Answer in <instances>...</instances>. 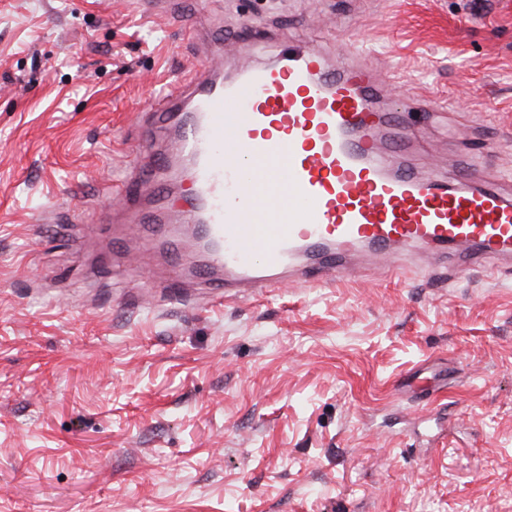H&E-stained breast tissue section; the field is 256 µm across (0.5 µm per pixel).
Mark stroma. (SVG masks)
<instances>
[{"mask_svg": "<svg viewBox=\"0 0 512 512\" xmlns=\"http://www.w3.org/2000/svg\"><path fill=\"white\" fill-rule=\"evenodd\" d=\"M0 0V512H512V262L216 302L145 244V105L281 44L377 69L405 160L512 191V0ZM258 35L264 49L237 43ZM429 100L427 115L409 112ZM158 3H162L166 5V11L175 16L179 22L183 25L191 26V19L188 15H184L185 12L180 9L179 2L170 1V0H136L135 5L136 9L140 11L143 15L149 17L152 15L154 6Z\"/></svg>", "mask_w": 512, "mask_h": 512, "instance_id": "obj_1", "label": "stroma"}]
</instances>
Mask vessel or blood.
<instances>
[{
	"label": "vessel or blood",
	"mask_w": 512,
	"mask_h": 512,
	"mask_svg": "<svg viewBox=\"0 0 512 512\" xmlns=\"http://www.w3.org/2000/svg\"><path fill=\"white\" fill-rule=\"evenodd\" d=\"M159 3L190 25L177 0H135L146 16ZM324 57L291 50L229 79L209 72L177 88L173 106L142 129L173 143L155 154L154 170L175 154L193 169L188 220L209 244L200 266L215 295L290 277L332 281L354 252L464 246L512 257V197L466 171L433 180L389 167L376 135L397 121L371 108L376 74L356 63L328 69Z\"/></svg>",
	"instance_id": "vessel-or-blood-1"
}]
</instances>
